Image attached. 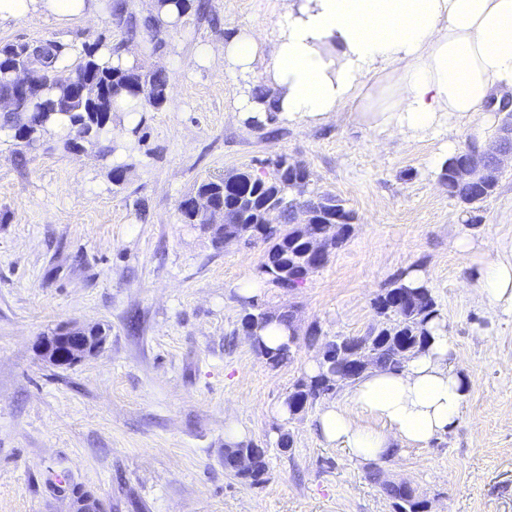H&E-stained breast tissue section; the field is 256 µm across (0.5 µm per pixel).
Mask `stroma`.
<instances>
[{"mask_svg": "<svg viewBox=\"0 0 512 512\" xmlns=\"http://www.w3.org/2000/svg\"><path fill=\"white\" fill-rule=\"evenodd\" d=\"M123 3L121 24L104 0L63 31L29 17L0 25L2 44L126 46L167 72L171 89L165 108L142 113L128 157L64 150L56 130L27 148L0 129V512H71L76 486L106 512H394L369 464L324 443L320 406L285 422L272 410L317 354L306 330L365 334L380 321L377 294L414 268L470 389L448 434L379 466L434 512H512V313L489 318L479 293L482 260H512V166L473 213L449 197L439 158L449 144L477 146L474 130L396 135L379 151V133L346 111L323 123L243 119L223 60L194 59L240 28L272 31L279 0H205L156 37L140 27V0ZM282 155L355 221L303 288L266 281L249 303L236 288L259 278L263 244H215L183 223L179 203L204 180L268 171ZM116 165L128 168L119 185L108 176ZM254 303L296 310L292 361L271 367L246 344L241 319ZM62 325L103 328V350L71 367L46 363L35 344ZM230 417L269 451L261 485L224 468Z\"/></svg>", "mask_w": 512, "mask_h": 512, "instance_id": "stroma-1", "label": "stroma"}]
</instances>
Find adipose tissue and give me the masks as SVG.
I'll list each match as a JSON object with an SVG mask.
<instances>
[{
    "label": "adipose tissue",
    "instance_id": "adipose-tissue-1",
    "mask_svg": "<svg viewBox=\"0 0 512 512\" xmlns=\"http://www.w3.org/2000/svg\"><path fill=\"white\" fill-rule=\"evenodd\" d=\"M101 8L100 0H0V23L37 17L65 28ZM216 58L243 89L237 111L251 119L275 111L322 122L347 107L379 133L423 138L470 128L495 93L512 91V0H280L271 46L242 29L196 62ZM259 81L274 98L252 96ZM480 294L490 316L512 312V261L483 265ZM428 329V346L401 370H368L347 405L319 413L328 446L376 463L400 447H429L456 425L469 383L454 368L443 321Z\"/></svg>",
    "mask_w": 512,
    "mask_h": 512
}]
</instances>
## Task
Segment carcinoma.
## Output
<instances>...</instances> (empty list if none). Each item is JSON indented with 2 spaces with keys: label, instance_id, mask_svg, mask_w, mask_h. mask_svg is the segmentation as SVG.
I'll use <instances>...</instances> for the list:
<instances>
[{
  "label": "carcinoma",
  "instance_id": "cac0c4a2",
  "mask_svg": "<svg viewBox=\"0 0 512 512\" xmlns=\"http://www.w3.org/2000/svg\"><path fill=\"white\" fill-rule=\"evenodd\" d=\"M41 46L46 47L45 55L32 68L37 91L25 100V111L8 112L3 116L4 125L13 131L14 139L26 147L39 143L59 122L66 134L63 140L66 150L92 144L98 147L102 156L107 157L121 148H127V144L112 137V114L117 101L127 100L135 110L148 106L160 110L168 103L169 78L165 71L144 70L139 66L127 69L106 66L99 62L95 48L90 46L84 49V54L75 65L59 68L56 66L58 58L70 54L72 46L57 40L0 45V96L12 94L14 71L24 69L33 62L32 52ZM85 76L94 78L104 87L102 99L95 103L78 99L66 107L59 106L58 99L63 90ZM459 156L457 152L444 163L442 177L448 181L450 196L475 210L477 202L470 196L468 188L457 183L452 176ZM287 162L289 159L286 157L277 159L269 175L242 172L231 175L227 182L222 177L210 178L201 182L194 193L224 202L242 239H258L265 244L261 274L280 288L286 284L288 288L296 289L301 284L291 282L289 278L293 276L297 262L305 255L307 244L294 224L297 207L294 194L285 192L279 183V169ZM274 197L278 199L281 220L275 230L267 232L259 220V214ZM189 199L187 195L179 204L182 221L186 224L204 223L203 217L189 206ZM314 207L323 217L339 212L347 220H353L352 212L334 194H318ZM374 306L382 317L378 325L362 336H336L331 339L334 355L321 357L323 371L317 376H304L293 384L286 398L292 416L306 412L323 397L321 382H334L338 389L341 388V378L354 384L368 370L365 366L368 359L379 369H402L413 355L428 344V322L440 317L431 289L426 286L412 288L401 277L389 282V286L375 298ZM274 319L288 327L292 326L290 311L258 308L243 316L242 325L253 334ZM296 349L297 338L294 336L274 350L256 347V351L273 366L290 361ZM249 452L253 453L252 468L243 479L252 485H260L265 482L268 473L267 448L257 452L246 441L227 446L224 469L234 471V458ZM367 476L375 483L382 482L384 492L394 501L395 512H428L427 499L417 494L408 482L383 481L377 469L369 471Z\"/></svg>",
  "mask_w": 512,
  "mask_h": 512
}]
</instances>
